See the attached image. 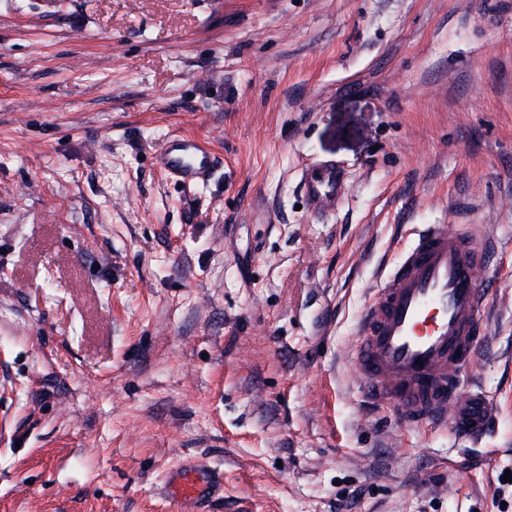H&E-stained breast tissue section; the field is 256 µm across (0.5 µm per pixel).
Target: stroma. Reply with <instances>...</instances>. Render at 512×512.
<instances>
[{
	"label": "stroma",
	"mask_w": 512,
	"mask_h": 512,
	"mask_svg": "<svg viewBox=\"0 0 512 512\" xmlns=\"http://www.w3.org/2000/svg\"><path fill=\"white\" fill-rule=\"evenodd\" d=\"M422 224L497 238L480 447L346 375ZM187 464L204 512H512V0H0V512H181ZM166 173L179 178L184 184L206 181L217 165L215 154L189 136L174 135L158 161ZM304 189L313 210L333 209L346 190L344 172L336 163L324 162L305 176ZM211 480L212 474L208 471L188 466L173 473L169 482L175 488L172 494L178 496L182 503H196L204 497V489Z\"/></svg>",
	"instance_id": "stroma-1"
}]
</instances>
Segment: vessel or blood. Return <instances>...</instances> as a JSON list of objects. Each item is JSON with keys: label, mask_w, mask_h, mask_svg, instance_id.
Returning <instances> with one entry per match:
<instances>
[{"label": "vessel or blood", "mask_w": 512, "mask_h": 512, "mask_svg": "<svg viewBox=\"0 0 512 512\" xmlns=\"http://www.w3.org/2000/svg\"><path fill=\"white\" fill-rule=\"evenodd\" d=\"M158 165L191 185L211 176L217 158L194 138L175 135ZM304 189L312 209H333L346 190L344 172L336 163H322L306 175ZM494 250L487 226L426 224L381 277L346 358L349 379L374 410L406 426L446 428L460 438L489 432L493 407L466 371L486 332L485 280ZM211 480V473L195 466L170 477L184 503L201 500Z\"/></svg>", "instance_id": "b4317fda"}]
</instances>
